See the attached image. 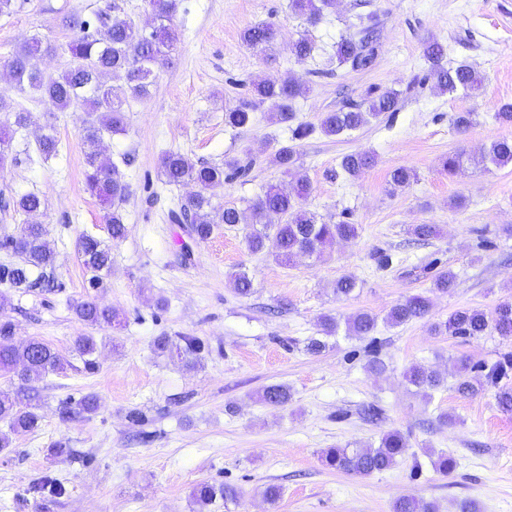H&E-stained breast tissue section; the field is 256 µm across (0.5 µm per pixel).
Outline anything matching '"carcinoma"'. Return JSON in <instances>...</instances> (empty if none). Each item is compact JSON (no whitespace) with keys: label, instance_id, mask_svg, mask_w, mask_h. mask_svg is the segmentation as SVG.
<instances>
[{"label":"carcinoma","instance_id":"carcinoma-1","mask_svg":"<svg viewBox=\"0 0 512 512\" xmlns=\"http://www.w3.org/2000/svg\"><path fill=\"white\" fill-rule=\"evenodd\" d=\"M180 0H147L153 16L150 30L138 27L132 20L121 16L120 4L112 2L95 14L94 21L79 15L70 18V26L79 29L80 35L68 44L70 63L57 76H47L38 65L43 55L53 50L52 45L40 36H34L14 52L10 61V74L19 90L31 89L53 102L61 111L80 108L90 119L83 127L85 183L87 189L108 205L107 224L109 235L114 240L125 237L127 228L122 214L129 188L118 167L105 159L100 150L103 133H119L123 127V105L126 95L147 98L151 94L155 70L171 63L172 53L178 43V33L173 26ZM334 0H292V10L308 22L320 20L324 10L333 7ZM374 14L358 16L352 24L353 31L336 44V59L350 69L366 70L376 57ZM243 43L259 54H268L276 39L270 23H258L246 28ZM423 56L429 64L426 78L433 81L442 92L453 93L459 89L477 91L482 79L471 67L460 64L446 67L444 45L430 40L423 47ZM119 80L124 87L115 89L112 81ZM309 92V87L286 78L280 82L261 80L249 86V100L229 108L224 113V124L242 129L252 123L251 112L266 102L272 105L273 119L288 123L295 119L293 102ZM398 94L386 90L370 91L359 104H351L334 112H325L318 125L299 124L292 130V138L301 139L318 130L329 137L340 136L370 124L382 115L395 111ZM5 112L4 132L0 135V166L10 161L19 162L18 155H9L8 147L13 135L30 124V113L10 111V105L0 98V112ZM38 153L45 159L58 153L59 140L51 123H46L37 136ZM484 159L496 167L512 165V140L502 139L491 143ZM255 159L251 151H244V158H230L222 164L193 162L178 152H166L161 156L159 172L168 184L192 183L197 190L188 196L174 213L179 224L191 225L190 233L197 242L208 240L214 229L224 224L233 227L247 223L246 211L236 206L214 202L213 190L224 185V181L246 175ZM297 162V151L292 145H282L269 157V163L288 174ZM375 163L374 156L367 152H354L341 157L340 168L350 177L359 175ZM414 173L407 167H398L390 173L392 189L410 185ZM308 180L298 178L291 182H280L267 187L262 197L249 206L252 211V229L246 236L250 252L264 250L266 242L274 243L275 259L291 264L299 255L322 257L326 248L338 239H347L356 234V225L340 220L336 223L322 221L307 207L311 195ZM44 202L36 193H25L0 199V210L13 211L28 216L40 215ZM270 213L279 216L277 224H266L263 219ZM0 250L18 257L8 264H0V285L25 292H32L50 285L54 270L55 252L41 224H27L18 236L0 237ZM78 253L84 269L89 274L91 288L104 286L105 278L112 275V252L98 238L86 234L79 241ZM456 281L451 269L440 270L432 288L446 292ZM431 300L425 295H412L394 305L385 317L392 327L422 319L429 313ZM71 308L81 320L91 326L112 325L117 315L109 308L99 306L89 297L71 303ZM339 322L332 316H324L319 322L320 335L312 336L305 345L311 355L321 353L327 346L326 338L337 333ZM14 324L9 319H0V374H14L21 383L43 375L65 369L64 358L49 344L33 338L17 346L12 342ZM377 329V318L367 312L358 313L346 320V331L352 336H370ZM437 336H454L476 339L497 334L512 340V301L499 303L489 313L472 308H458L448 318L431 326ZM155 349L162 355L176 358L185 365L196 367L202 363L205 345L196 336H159L154 341ZM98 338L93 335L80 336L75 340L74 351L83 359L85 369L97 368L96 353ZM512 373V351L501 354L494 362H473L467 356L456 359L455 391L462 398H473L488 388L495 389L498 409L512 415V386L502 380ZM405 381L424 397L437 389L443 379L433 370L421 364L410 366ZM291 399L289 389L281 384L263 389L260 401L269 406H280ZM39 396L23 386L15 392L0 391V422L7 424L9 431H33L39 428L41 415ZM97 398L89 393L77 401H63L58 407L59 419L70 422L79 417L95 413ZM409 448L408 438L398 430L383 433L378 444L355 448L337 447L324 451L321 461L330 469L348 475L366 477L394 467ZM32 492L44 497L62 493L61 484L49 476L42 477L31 487ZM238 490L228 484L201 482L193 489L194 498L210 505L217 500L236 498ZM392 512H436L431 502L410 496L397 498Z\"/></svg>","mask_w":512,"mask_h":512}]
</instances>
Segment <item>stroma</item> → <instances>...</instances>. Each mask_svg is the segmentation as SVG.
Masks as SVG:
<instances>
[{
	"mask_svg": "<svg viewBox=\"0 0 512 512\" xmlns=\"http://www.w3.org/2000/svg\"><path fill=\"white\" fill-rule=\"evenodd\" d=\"M105 2L21 0L16 13L0 16V97L32 121L11 148L33 153L38 128L48 122L60 141L50 159L33 153L0 170V195L45 199L38 220L56 252L57 282L49 291L11 292L0 314L14 323L16 343L39 338L68 362L63 372L31 383L42 419L37 430L12 434L0 452V512H392L402 495L433 502L437 512H460L466 501L479 512H512V416L497 409L493 391L464 399L454 390L458 356L491 362L512 343L431 330L458 308L488 312L512 297V236L503 231L512 225V165L480 162L492 141L512 139V124L494 118L499 103L512 102V0H336L313 25L292 12L291 0H182L171 64L157 71L148 98H128L124 132L102 139L104 157L130 187L123 205L128 233L118 241L107 232L104 205L85 186V112L61 111L20 91L8 68L15 50L38 35L54 47L42 69L59 74L78 35L66 18L93 19ZM364 11L378 16L377 56L369 69L353 71L338 66L335 46ZM262 21L277 30L267 57L241 40L245 28ZM302 35L315 50L300 61L290 44ZM429 38L446 46V65L467 64L482 75L478 93L448 94L426 81ZM287 77L310 87L294 103L295 123H318L371 90L397 91L399 102L396 111L336 137L316 132L293 140L294 123L274 122L265 104L255 108L251 126L225 127L224 111L246 100L247 83ZM457 112L473 115L462 133L450 123ZM288 143L296 147L297 175L313 188L309 209L334 222L349 219L355 238L322 258L285 266L247 250L249 225L218 226L198 243L188 225L172 222L171 210L192 189L162 180L164 152L219 164L251 149L249 174L214 191L216 202L245 209L283 180L267 156ZM355 151L374 154L375 165L355 178L339 174L342 156ZM452 152L463 155L453 175L442 169ZM401 166L418 178L391 190L389 175ZM413 224L438 225L439 233L415 241ZM86 234L112 250V276L95 292L78 256ZM383 254L388 264H380ZM442 268L456 273V285L435 294L432 280ZM241 269L252 280L245 297L230 282ZM348 274L358 282L355 292L336 296V279ZM426 293L428 317L379 325L370 338L329 337L318 356L304 350L322 315L382 316L405 297ZM89 294L118 314L120 328L92 329L75 316L71 302ZM88 331L102 340L91 373L73 350ZM178 333L204 341L202 366L190 369L155 352L156 337ZM375 359L383 373L370 370ZM416 363L444 380L431 399L403 379ZM271 384L288 386L292 400L262 404L259 395ZM88 393L97 396V411L61 422L60 401ZM371 405L380 408L379 420L365 419ZM135 411L140 420H132ZM392 429L407 435L410 447L390 470L353 477L321 462L326 449L374 443ZM57 440L68 442L73 457L49 455ZM440 453L457 461L449 475L430 465ZM45 474L64 487L48 503L29 491ZM203 481L234 485L240 495L201 506L192 491ZM270 484L282 488L273 503L264 495Z\"/></svg>",
	"mask_w": 512,
	"mask_h": 512,
	"instance_id": "35a3bbf8",
	"label": "stroma"
}]
</instances>
